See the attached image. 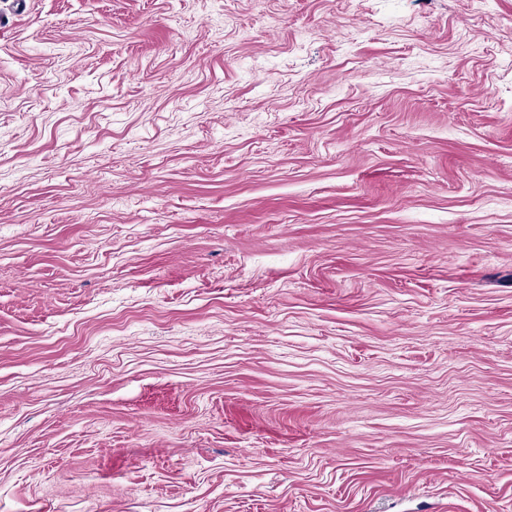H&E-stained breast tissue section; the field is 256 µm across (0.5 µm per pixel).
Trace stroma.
I'll list each match as a JSON object with an SVG mask.
<instances>
[{
    "label": "stroma",
    "instance_id": "1",
    "mask_svg": "<svg viewBox=\"0 0 512 512\" xmlns=\"http://www.w3.org/2000/svg\"><path fill=\"white\" fill-rule=\"evenodd\" d=\"M0 512H512V0H0Z\"/></svg>",
    "mask_w": 512,
    "mask_h": 512
}]
</instances>
